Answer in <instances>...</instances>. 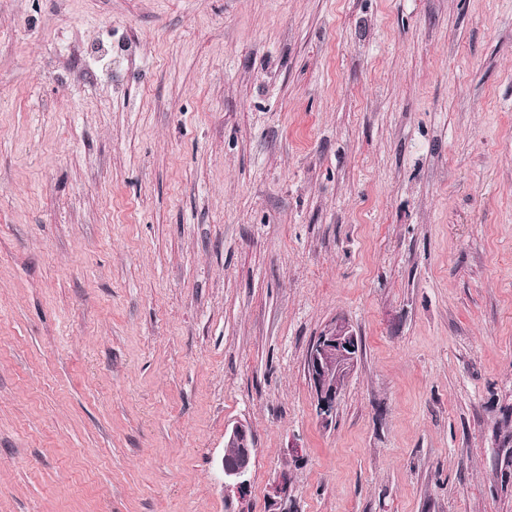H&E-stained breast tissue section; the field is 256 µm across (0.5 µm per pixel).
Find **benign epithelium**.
Listing matches in <instances>:
<instances>
[{
	"instance_id": "obj_1",
	"label": "benign epithelium",
	"mask_w": 512,
	"mask_h": 512,
	"mask_svg": "<svg viewBox=\"0 0 512 512\" xmlns=\"http://www.w3.org/2000/svg\"><path fill=\"white\" fill-rule=\"evenodd\" d=\"M362 342L352 326L343 319L331 320L309 346L306 355V376L321 421L333 420L346 384L357 367ZM226 448L236 449L232 462L221 461L224 490L235 494L237 512H249L251 480L255 463V441L249 427L239 424L224 433ZM292 479L282 471L269 487V512H283Z\"/></svg>"
}]
</instances>
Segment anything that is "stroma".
<instances>
[{"mask_svg": "<svg viewBox=\"0 0 512 512\" xmlns=\"http://www.w3.org/2000/svg\"><path fill=\"white\" fill-rule=\"evenodd\" d=\"M238 423L251 512H512V0H0V512H236ZM352 347V350H349ZM362 342L343 319L331 320L309 346L306 376L322 422L332 421L346 384L357 367ZM224 455L221 469L224 475V491L235 494L237 512H249L251 480L250 475L255 463V441L249 427L239 424L224 433ZM236 449V454L234 449ZM235 455V456H234ZM231 463L226 461L231 460ZM225 458V459H224ZM226 460V461H225ZM292 479L288 471H281L269 487V512H283L282 504L288 499L291 491Z\"/></svg>", "mask_w": 512, "mask_h": 512, "instance_id": "35a3bbf8", "label": "stroma"}]
</instances>
